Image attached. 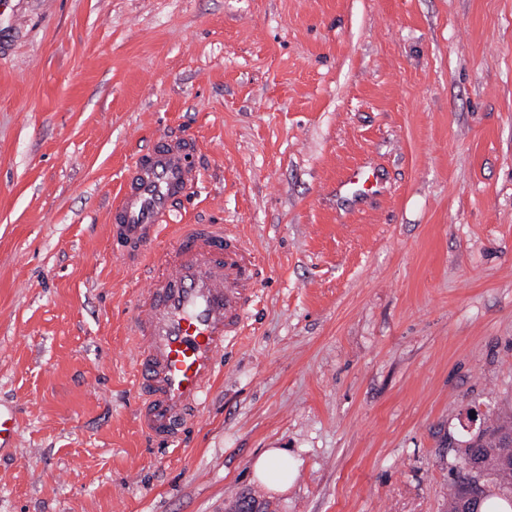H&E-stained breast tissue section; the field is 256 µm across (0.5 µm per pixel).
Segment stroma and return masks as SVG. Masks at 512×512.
I'll return each mask as SVG.
<instances>
[{
	"label": "stroma",
	"instance_id": "1",
	"mask_svg": "<svg viewBox=\"0 0 512 512\" xmlns=\"http://www.w3.org/2000/svg\"><path fill=\"white\" fill-rule=\"evenodd\" d=\"M167 132L200 180L157 251L221 224L259 259L175 450L137 420L147 266L109 236ZM1 402L0 512H448L512 414V0H0ZM341 184L362 186L364 188L363 194L378 191L374 174H371L361 166L349 168L341 180ZM291 459L284 448H268L252 462V477L275 492L283 493L286 487L282 479L290 475Z\"/></svg>",
	"mask_w": 512,
	"mask_h": 512
}]
</instances>
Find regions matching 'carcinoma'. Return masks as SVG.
Here are the masks:
<instances>
[{
    "instance_id": "carcinoma-1",
    "label": "carcinoma",
    "mask_w": 512,
    "mask_h": 512,
    "mask_svg": "<svg viewBox=\"0 0 512 512\" xmlns=\"http://www.w3.org/2000/svg\"><path fill=\"white\" fill-rule=\"evenodd\" d=\"M512 433V419L486 426L476 437L468 441L464 449V462L479 465L474 472L462 468L454 479L448 500V512H459L462 487L471 481H481L487 488L485 496L480 498L476 508L483 510L488 498L494 496L502 500L506 508L512 510V468L499 464L492 450L499 447L500 438Z\"/></svg>"
}]
</instances>
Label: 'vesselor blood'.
<instances>
[{"instance_id":"vessel-or-blood-1","label":"vessel or blood","mask_w":512,"mask_h":512,"mask_svg":"<svg viewBox=\"0 0 512 512\" xmlns=\"http://www.w3.org/2000/svg\"><path fill=\"white\" fill-rule=\"evenodd\" d=\"M186 138L162 136L137 154L112 202V248L129 262L152 252L164 223L199 180ZM257 266L220 224H185L141 294L134 319L139 421L166 447L180 446L222 370L254 300Z\"/></svg>"}]
</instances>
